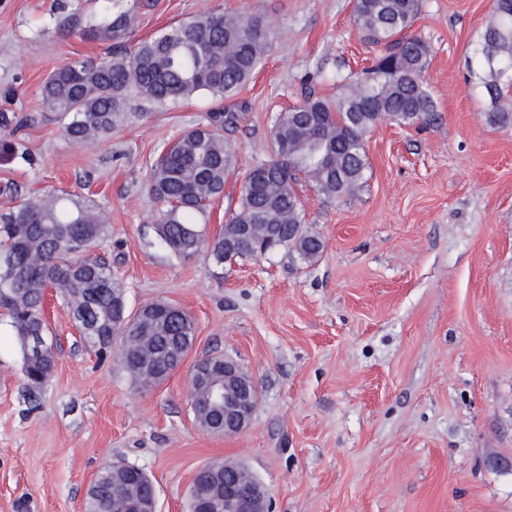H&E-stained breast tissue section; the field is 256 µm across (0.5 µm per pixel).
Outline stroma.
I'll list each match as a JSON object with an SVG mask.
<instances>
[{
	"mask_svg": "<svg viewBox=\"0 0 512 512\" xmlns=\"http://www.w3.org/2000/svg\"><path fill=\"white\" fill-rule=\"evenodd\" d=\"M107 0H0V212L69 193L112 228L107 256L129 309L166 300L195 322L190 354L219 351L254 378L249 427L202 429L188 368L138 385L116 356L84 342L58 296L44 318L56 362L29 391L20 345L0 309V512H83L103 466L143 468L157 512H188L197 470L246 466L273 512H512V128L486 124L490 101L473 52L495 0H423L411 32L432 48L425 75L436 112L367 134V183L348 203L304 187L323 252L287 251L218 266L159 240L149 190L161 148L205 124L206 97L136 100L109 137L65 135L42 101L47 75L106 57V45L58 32L61 10ZM354 0H154L130 43L208 12L261 16L273 46L225 111L237 162L211 210L215 237L238 210L245 175L269 158L276 116L336 93L381 54L353 21Z\"/></svg>",
	"mask_w": 512,
	"mask_h": 512,
	"instance_id": "obj_1",
	"label": "stroma"
}]
</instances>
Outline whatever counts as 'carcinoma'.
Returning <instances> with one entry per match:
<instances>
[{"mask_svg":"<svg viewBox=\"0 0 512 512\" xmlns=\"http://www.w3.org/2000/svg\"><path fill=\"white\" fill-rule=\"evenodd\" d=\"M422 0H355L354 21L364 40L385 47L368 69L369 77L336 75L333 97H309L279 114L271 130L272 153L253 171L259 182L244 180L239 211L211 241L201 221L224 195L235 166V151L224 140L233 112H212L204 128L192 129L163 147L152 164L151 192L166 204L157 234L175 255H198L218 264L286 250L305 262L323 250L322 239L305 224L298 187L305 182L328 201L355 198L366 183L365 137L383 118L413 125L432 116L434 102L425 87L430 45L409 33ZM136 10L112 0L102 15L88 18L69 12L56 28L92 41L112 43V56L79 60L54 71L41 88L45 105L65 120L75 140L105 139L128 118L129 100L154 104L211 95L227 99L253 77L271 41L258 15L209 13L183 21L168 31L126 48ZM476 62L491 107L485 120L512 127V0H498L485 27ZM250 229L244 247L229 254L224 243ZM111 234L94 205L79 197L50 195L0 215V308L18 336L29 386L45 382L55 365L54 351L30 358L26 340L46 334L45 290L52 288L72 314L85 342L99 352L120 339L125 369L141 385L163 379L174 367L170 348H192L191 316L168 301H155L128 312L121 283L104 258L79 253L106 242ZM123 482L112 466L100 469L89 488L85 512H110L123 497Z\"/></svg>","mask_w":512,"mask_h":512,"instance_id":"1","label":"carcinoma"}]
</instances>
